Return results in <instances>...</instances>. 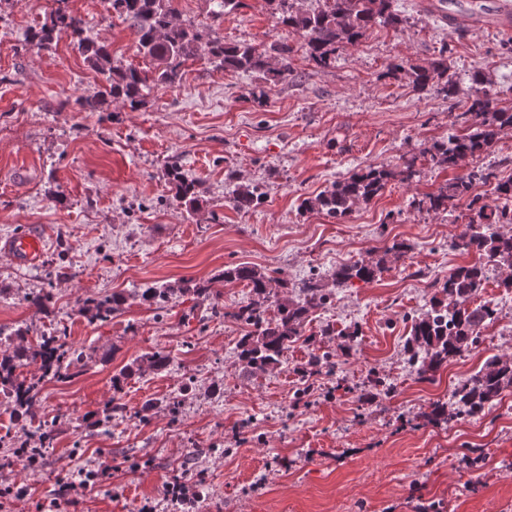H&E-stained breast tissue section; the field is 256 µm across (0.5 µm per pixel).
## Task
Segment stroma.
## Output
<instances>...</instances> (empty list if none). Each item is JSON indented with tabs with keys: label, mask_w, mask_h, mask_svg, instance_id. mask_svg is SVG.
I'll list each match as a JSON object with an SVG mask.
<instances>
[{
	"label": "stroma",
	"mask_w": 512,
	"mask_h": 512,
	"mask_svg": "<svg viewBox=\"0 0 512 512\" xmlns=\"http://www.w3.org/2000/svg\"><path fill=\"white\" fill-rule=\"evenodd\" d=\"M214 18L212 0H177L180 22L211 29L228 43L287 45L292 75L273 84L262 74L216 68L207 54L188 61L180 87H157L144 106L106 104L83 111L98 74L68 36L36 51L26 35L53 0H0V239L39 233L46 249L35 266L0 254V327L24 345L64 336L83 358L75 376L38 379L32 416L16 419L0 399V485L20 489L0 512H48L63 479L103 472L100 485L58 512H512V389L478 418L434 424L435 405L452 409V391L493 356L512 358V292L486 267L476 303L493 306L481 344L419 380L407 362L411 321L426 312L438 283L477 254L457 247L458 209L414 208L451 170L418 162L408 181L393 178L344 223L299 209L334 181L369 167L400 170L406 157L461 133L456 114L485 74L499 107L512 106V51L505 32L455 33L423 0H396L407 22L378 25L341 50L336 63L309 62L301 33L275 25L268 0H243ZM92 39L109 44L123 65L144 67L128 23L103 0H68ZM449 43L455 100L419 94L387 75L390 63L428 62ZM265 90L261 102L251 89ZM175 165L196 183L200 208L188 213L164 177ZM260 185L263 203L239 209L226 169ZM406 247L397 260L384 251ZM386 260L370 282L336 288L310 312L304 337L288 345L274 371L252 376L239 358L245 328L231 311L250 301L248 282H224V269L252 266L287 280L280 300L299 298L310 274L331 278L366 258ZM175 288L164 306L144 288ZM203 295H196V288ZM124 294L121 311L89 321L77 301ZM223 314H213L212 294ZM45 294V310L26 303ZM346 349L333 372L303 369L325 324ZM358 329L353 338L344 329ZM159 371L123 370L154 351ZM391 384L373 396V381ZM117 410L102 421L107 402ZM51 424L42 463L16 460L14 448ZM184 481L198 493L192 510L165 493Z\"/></svg>",
	"instance_id": "obj_1"
}]
</instances>
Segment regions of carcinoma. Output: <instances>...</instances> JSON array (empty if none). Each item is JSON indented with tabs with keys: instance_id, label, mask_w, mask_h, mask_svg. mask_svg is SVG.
Segmentation results:
<instances>
[{
	"instance_id": "1",
	"label": "carcinoma",
	"mask_w": 512,
	"mask_h": 512,
	"mask_svg": "<svg viewBox=\"0 0 512 512\" xmlns=\"http://www.w3.org/2000/svg\"><path fill=\"white\" fill-rule=\"evenodd\" d=\"M51 12L49 20L31 31L26 42L42 51L52 48L62 33L85 57L90 67L102 76L100 90L81 101L87 112H97L109 101L136 109L144 103L146 91L161 85L175 87L182 82L186 63L205 50L210 58L226 70L257 71L275 84L288 82L292 69L288 61V46L272 45L260 50L247 43L227 44L214 32H203L190 24L177 21L175 0H105L112 14L129 22L135 35L139 54L149 60V67H124L114 61L109 45L94 41L85 35L84 22L73 15L64 3ZM276 4L275 23L296 30L306 38L309 61L317 68H328L336 63L341 49L358 42L376 24L400 27L406 18L396 10L395 0H323L317 9L296 6L298 0H268ZM448 46L440 56L427 65L394 62L387 74L406 79L419 93L433 91L448 99L457 93L456 83L448 74ZM475 88L468 98L461 117H471L464 133L446 141H434L406 160L399 172L384 167H370L333 182L314 198H305L299 208L305 212L321 211L338 222L346 221L360 206L370 203L384 189L387 182L399 176L410 180L416 173L419 157H428L438 166L458 171L437 193L426 194L412 205L434 211H446L461 205L473 213L458 236L456 246L472 251L498 269V287L512 291V234L490 231L494 224H511L512 213L507 206L479 204L474 194L476 183L491 182L492 173L473 169L461 171L463 163L489 151L507 129L512 130V110L498 107L497 100L487 88L485 75L473 77ZM168 183L175 189L176 199L189 206L197 203L195 184L188 181L177 167L165 170ZM265 193L259 186L243 185L236 190L235 203L240 208H252L263 203ZM385 259H363L337 270L332 282L311 277L302 283L301 301L281 302L274 299L276 289L288 287L280 278H269L249 266L224 270L226 282L247 281L255 298L235 307L231 316L251 331L240 341L239 360L252 375L266 374L279 367L288 352V343L300 339L305 316L310 310L328 305L333 288L353 278L368 282L383 270ZM485 281L484 265L460 267L448 275L442 293L448 303L441 301L414 321L406 341L409 361L417 367V375L426 377L448 360L472 349L478 339V330L492 320L495 310L483 304L470 307ZM174 293L168 286L147 288L143 300L165 303ZM126 298L121 293L78 300L79 311L90 319H107L121 310ZM82 359L77 350L66 347L59 336H43L34 347L10 346L0 351V396L7 399L16 418L33 414L37 404V384L28 383L20 376V369L29 363L39 365L42 376L66 379L71 366ZM168 355L154 352L137 360L125 369L127 374L143 373L145 369L159 370L166 366ZM335 354L327 350L314 354L307 363L309 376L332 371ZM512 388V360L493 356L475 373L461 381L453 397L458 407L455 416L475 417L501 393Z\"/></svg>"
}]
</instances>
